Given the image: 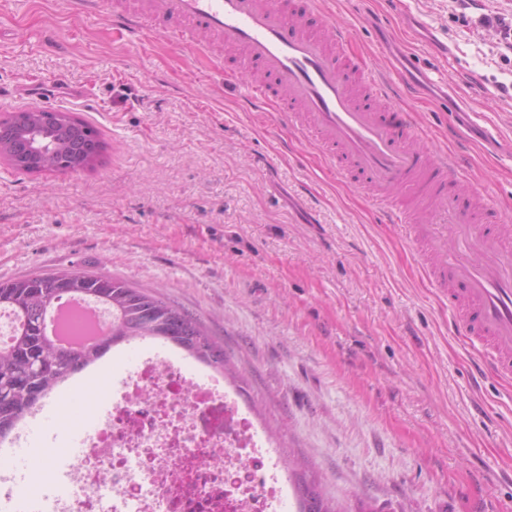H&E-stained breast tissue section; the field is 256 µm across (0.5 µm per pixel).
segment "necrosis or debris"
<instances>
[{"label": "necrosis or debris", "instance_id": "obj_1", "mask_svg": "<svg viewBox=\"0 0 512 512\" xmlns=\"http://www.w3.org/2000/svg\"><path fill=\"white\" fill-rule=\"evenodd\" d=\"M151 350L80 441L55 512H285L278 452L223 374Z\"/></svg>", "mask_w": 512, "mask_h": 512}]
</instances>
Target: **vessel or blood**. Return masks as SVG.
<instances>
[{"label": "vessel or blood", "instance_id": "1", "mask_svg": "<svg viewBox=\"0 0 512 512\" xmlns=\"http://www.w3.org/2000/svg\"><path fill=\"white\" fill-rule=\"evenodd\" d=\"M69 6L107 17L123 37L147 30L189 44L199 29L243 50L236 73L258 67L268 76L249 86L248 101L261 112L276 106L275 90L287 95L277 106L284 124L322 149L338 177L371 186L386 221L420 247L428 278L448 298L453 331L479 369L512 376V226L489 208L474 223L455 162L418 147L422 132L411 113L396 109L386 77L366 78L371 101H359L349 33L333 28L320 0H148L142 12L111 11L104 0ZM425 199L447 215L446 226L415 224L413 209Z\"/></svg>", "mask_w": 512, "mask_h": 512}]
</instances>
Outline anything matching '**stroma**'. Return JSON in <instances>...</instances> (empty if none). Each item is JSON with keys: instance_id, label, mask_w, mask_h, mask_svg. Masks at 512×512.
I'll return each instance as SVG.
<instances>
[{"instance_id": "35a3bbf8", "label": "stroma", "mask_w": 512, "mask_h": 512, "mask_svg": "<svg viewBox=\"0 0 512 512\" xmlns=\"http://www.w3.org/2000/svg\"><path fill=\"white\" fill-rule=\"evenodd\" d=\"M368 69L420 84L423 144L512 225V57L451 0H321ZM113 36L68 0H0V110L92 125L81 172L0 162V281L85 270L159 292L224 341L239 401L343 512H512V378L480 375L416 248L368 190L328 175L235 53ZM500 138L482 151L488 128ZM42 113V120L47 123H64L67 122L73 115L68 112L60 110H48L44 109L37 104H28L25 106L17 107L9 111L6 115H0V122L7 116L13 115L21 117L26 113Z\"/></svg>"}]
</instances>
